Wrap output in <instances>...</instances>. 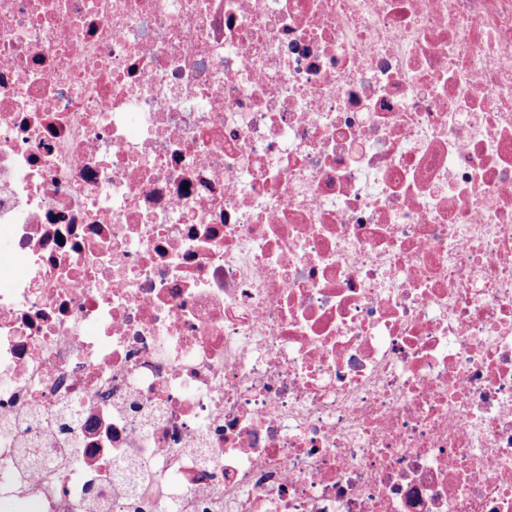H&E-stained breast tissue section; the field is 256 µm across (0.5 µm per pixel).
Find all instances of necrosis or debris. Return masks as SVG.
<instances>
[{
    "label": "necrosis or debris",
    "mask_w": 512,
    "mask_h": 512,
    "mask_svg": "<svg viewBox=\"0 0 512 512\" xmlns=\"http://www.w3.org/2000/svg\"><path fill=\"white\" fill-rule=\"evenodd\" d=\"M512 512V0H0V502Z\"/></svg>",
    "instance_id": "necrosis-or-debris-1"
}]
</instances>
